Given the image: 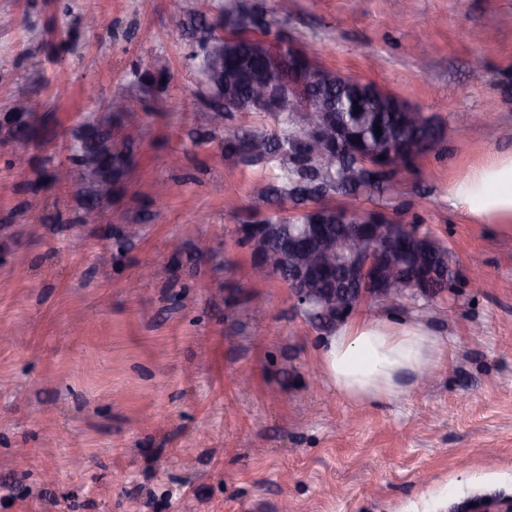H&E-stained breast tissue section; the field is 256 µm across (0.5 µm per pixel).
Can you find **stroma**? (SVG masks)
<instances>
[{
    "instance_id": "obj_1",
    "label": "stroma",
    "mask_w": 512,
    "mask_h": 512,
    "mask_svg": "<svg viewBox=\"0 0 512 512\" xmlns=\"http://www.w3.org/2000/svg\"><path fill=\"white\" fill-rule=\"evenodd\" d=\"M209 0H0V114L38 104L32 137L0 126V512H456L512 496V223L480 224L450 201L479 167L512 154V0H293L275 27L318 66L374 83L445 127L390 199H362L447 243L461 279L437 298L352 320L425 327L448 343L429 385L356 406L323 374L331 329L275 278L254 281L228 226L252 210L259 169L198 138L179 18ZM96 11L104 25L86 29ZM486 62L473 80L470 60ZM40 66L31 68L29 55ZM173 75L165 112L137 87ZM131 84L134 164L80 221L83 194L51 185L69 143ZM67 96H58V88ZM467 112L464 136L452 132ZM27 153L19 172L9 162ZM165 182V204L154 198ZM128 224L141 227L120 241ZM153 276L136 290L141 269ZM162 78H165V82H162ZM171 79V75L167 69L159 68L155 69L153 71L147 70L144 74L143 78L141 80H138L139 86L141 91L144 92L145 95L149 97L150 101V111L151 112H165L167 110V107L165 109H159L155 106V101L158 98H164L162 97L161 91L164 89V87L168 84V82ZM152 95H153V102H152ZM165 101V100H164Z\"/></svg>"
}]
</instances>
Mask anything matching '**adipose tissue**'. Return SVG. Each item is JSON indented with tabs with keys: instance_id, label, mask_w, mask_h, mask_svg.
<instances>
[{
	"instance_id": "ef3b65f1",
	"label": "adipose tissue",
	"mask_w": 512,
	"mask_h": 512,
	"mask_svg": "<svg viewBox=\"0 0 512 512\" xmlns=\"http://www.w3.org/2000/svg\"><path fill=\"white\" fill-rule=\"evenodd\" d=\"M455 208L495 224L512 222V157L481 168L452 195ZM320 365L337 393L377 406L406 391L409 378L440 366L447 342L429 330L366 318L342 325L319 349Z\"/></svg>"
}]
</instances>
